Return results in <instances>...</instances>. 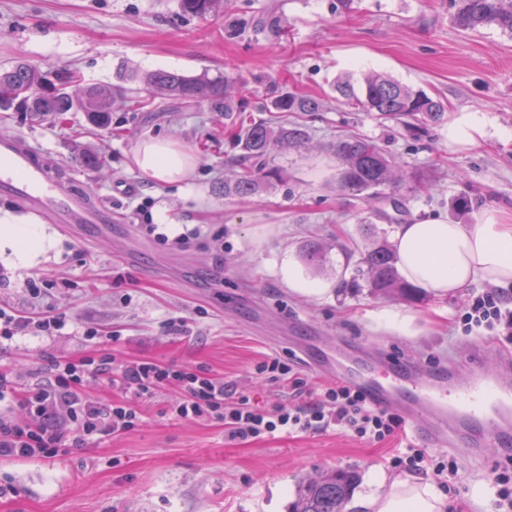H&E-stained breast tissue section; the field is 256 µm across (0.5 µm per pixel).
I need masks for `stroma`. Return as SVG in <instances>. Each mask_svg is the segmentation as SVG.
Wrapping results in <instances>:
<instances>
[{
  "label": "stroma",
  "mask_w": 512,
  "mask_h": 512,
  "mask_svg": "<svg viewBox=\"0 0 512 512\" xmlns=\"http://www.w3.org/2000/svg\"><path fill=\"white\" fill-rule=\"evenodd\" d=\"M271 4L288 21L285 35L240 36L228 28L227 17L248 21ZM335 6L229 0L224 11L198 18L184 14L179 0H0V64L20 56L46 78L71 70L105 86L122 83L130 68L231 75L246 82L252 105L274 90L326 105L322 112L267 113L272 122L284 117L308 127L311 139L301 149H276L282 181L243 199L224 195L239 150L223 113L206 104L159 94L139 110L119 99L111 127L95 130L80 112L64 125L0 112V134L39 148L59 176L124 218L102 239L91 230L77 241L49 225L55 246L32 268L0 257V309L67 319L54 336L0 340V371L24 386L43 384L51 358L105 350L118 366L146 360L190 367L223 379L230 398L292 408L300 399L287 384L257 378L254 367L277 358L298 372L306 391L332 386L299 353L317 336L349 337L366 350L381 347L432 366L467 357L471 341L459 337L457 320L480 284L442 300L419 287L408 294L350 287L372 244L369 227L389 242L397 227L342 191L331 145L345 134L376 140L426 178L427 190L409 180L396 193L410 220L440 215L471 225L493 208L512 217V36L494 28L460 32L452 0H355L348 14ZM370 70L449 111L485 116L486 137L452 145L447 121H383L338 101V77ZM149 136L171 138L192 156L187 180L143 177L133 155ZM90 152L105 154L107 168L86 163ZM183 234L191 238L187 247L161 242ZM313 241L324 253L312 263L306 254ZM290 265L329 284L331 294L316 301L289 292L283 271ZM36 275L48 281L37 297L23 286ZM177 317L184 325L170 327ZM89 327L97 338L85 336ZM180 396L177 384L158 387L137 403L142 423L134 430L69 444L52 458H0V484L15 489L0 498V512H288L300 482L345 468L360 475L346 510L363 512L360 503L380 477L395 473L388 457L419 442L411 431L403 441L373 445L331 430L230 443L220 423L170 415ZM456 454L465 486L458 512H493L490 457L475 459L462 448Z\"/></svg>",
  "instance_id": "35a3bbf8"
}]
</instances>
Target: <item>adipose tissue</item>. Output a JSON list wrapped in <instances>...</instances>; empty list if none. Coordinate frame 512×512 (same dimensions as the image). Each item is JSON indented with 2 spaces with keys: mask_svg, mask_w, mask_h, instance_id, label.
I'll use <instances>...</instances> for the list:
<instances>
[{
  "mask_svg": "<svg viewBox=\"0 0 512 512\" xmlns=\"http://www.w3.org/2000/svg\"><path fill=\"white\" fill-rule=\"evenodd\" d=\"M144 175L163 183L186 179L193 165L180 144L149 137L136 151ZM405 278L439 298L478 281L512 287V223L487 212L481 223L451 224L439 217L400 225L395 236ZM54 246L45 225L17 220L0 225V255L16 267L38 264ZM366 512H446L447 505L430 485L410 477L388 481L385 493L362 503Z\"/></svg>",
  "mask_w": 512,
  "mask_h": 512,
  "instance_id": "1",
  "label": "adipose tissue"
}]
</instances>
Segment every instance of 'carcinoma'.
I'll use <instances>...</instances> for the list:
<instances>
[{"instance_id": "carcinoma-1", "label": "carcinoma", "mask_w": 512, "mask_h": 512, "mask_svg": "<svg viewBox=\"0 0 512 512\" xmlns=\"http://www.w3.org/2000/svg\"><path fill=\"white\" fill-rule=\"evenodd\" d=\"M224 0H180L184 13L204 18ZM453 23L461 31L478 32L495 27L512 36V0H454ZM257 31L283 35L287 19L272 8L265 9L252 21ZM72 71L62 70L56 82H47L38 70L16 61L0 66V110L28 112L36 118L51 117L60 122L69 112H81L98 127L112 123L109 105L112 88L71 83ZM129 80L150 95L163 94L176 99L205 103L212 112H235L238 120L237 141L240 171L224 180V195L247 197L266 190L281 180V171L271 165L270 155L277 147H296L308 139L306 127L289 125L272 127L247 113L244 84L238 79L210 81L186 76L178 71L159 70L144 76L129 75ZM336 92L361 112H375L382 119L410 118L421 125L435 124L445 113L444 104L421 90L403 85L388 75L369 71L357 79L346 73L336 81ZM323 103L315 98L283 93L262 112H320ZM333 149L341 161L339 182L346 191L370 203L388 198L385 189L393 183L401 163L377 142L363 137L336 140ZM368 287L375 290L407 289L411 284L400 280L396 257L380 244L364 254L357 269ZM360 480L355 470H336L299 487L289 512H344Z\"/></svg>"}]
</instances>
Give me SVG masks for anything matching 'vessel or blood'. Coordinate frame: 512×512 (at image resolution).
<instances>
[{"label": "vessel or blood", "instance_id": "b4317fda", "mask_svg": "<svg viewBox=\"0 0 512 512\" xmlns=\"http://www.w3.org/2000/svg\"><path fill=\"white\" fill-rule=\"evenodd\" d=\"M0 195L70 230H102L113 222L107 203L52 177L38 151L17 136L0 135ZM343 350L334 359H314V371L361 390L373 405L399 411L429 446L463 448L476 457L512 446V351L499 352L490 371L483 350H473L469 377L458 381L448 366L412 368L388 355L368 366L357 344L344 342Z\"/></svg>", "mask_w": 512, "mask_h": 512}]
</instances>
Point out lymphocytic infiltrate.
<instances>
[{
  "label": "lymphocytic infiltrate",
  "instance_id": "lymphocytic-infiltrate-1",
  "mask_svg": "<svg viewBox=\"0 0 512 512\" xmlns=\"http://www.w3.org/2000/svg\"><path fill=\"white\" fill-rule=\"evenodd\" d=\"M466 336H496L512 343V299L496 288L474 294L459 315ZM66 326L62 314L17 318L0 310V339L21 333L53 336ZM49 382L23 387L10 375L0 373V407H22L34 422L21 427L0 415V457L32 458L56 456L67 438L102 439L134 429L139 418L135 405L160 385L174 382L182 397L173 409L176 418L214 420L224 425L230 441L261 439L278 432L322 433L331 429L351 432L367 442H382L398 436L402 417L367 402L360 391L339 385L324 389L311 401L292 409L266 408L242 396L234 403L224 400V382L188 369H173L150 361H136L113 375L112 360L57 358L52 362ZM109 377L122 394L121 400L104 406L84 390L89 375ZM392 468L432 475L443 486L456 487L459 466L455 456L430 453L407 446L391 457Z\"/></svg>",
  "mask_w": 512,
  "mask_h": 512
}]
</instances>
